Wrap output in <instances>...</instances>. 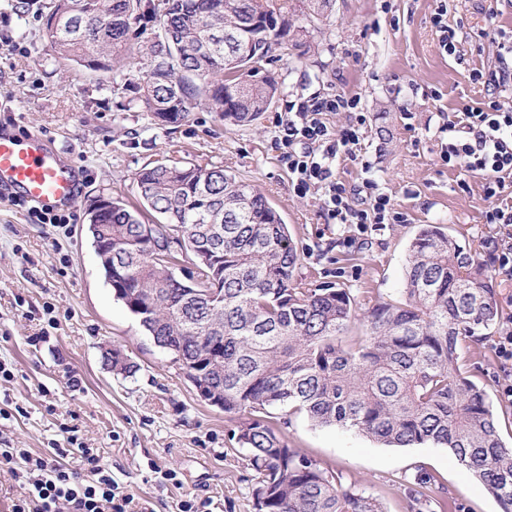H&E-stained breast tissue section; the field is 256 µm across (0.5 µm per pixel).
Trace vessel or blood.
<instances>
[{
	"instance_id": "obj_1",
	"label": "vessel or blood",
	"mask_w": 512,
	"mask_h": 512,
	"mask_svg": "<svg viewBox=\"0 0 512 512\" xmlns=\"http://www.w3.org/2000/svg\"><path fill=\"white\" fill-rule=\"evenodd\" d=\"M81 173L49 139L0 123V201L20 198L57 211L73 201Z\"/></svg>"
}]
</instances>
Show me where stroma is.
<instances>
[{
    "label": "stroma",
    "instance_id": "1",
    "mask_svg": "<svg viewBox=\"0 0 512 512\" xmlns=\"http://www.w3.org/2000/svg\"><path fill=\"white\" fill-rule=\"evenodd\" d=\"M0 0V97L12 99L22 129L39 131L81 168L69 225L30 223L24 209L0 202V360L14 377L0 381V440L40 455L62 440L73 422L102 464L153 512H179L196 499L199 512H255L248 452L234 447L238 418L199 398L173 357L147 336L118 299L100 267L87 231V209L104 197L138 205L136 173L164 159L210 163L256 185L287 224L300 253L294 280L306 288L334 285L356 296L361 309L398 299L409 244L423 224L477 249L491 263L494 225L478 178L439 162L440 133L449 113L482 99L472 69L497 64L493 42L512 30V0H452L449 25L458 29L456 54L442 52L430 19L436 0H336L330 23L304 26L302 0H291L290 40L269 67L282 83L275 105L248 126H229L196 109L177 124L159 121L134 102L143 77L137 61L125 72L130 88L108 73L66 65L53 55L42 27L49 0L16 12ZM19 43L25 54L10 51ZM343 91L359 95L368 117L362 152L406 215L346 245L354 226L333 224L319 192L297 196L273 140L276 125L298 99ZM412 121H405V114ZM501 313L469 343L462 370L482 388L500 437L512 447V363L498 340L512 333V281L494 278ZM37 344H29V337ZM120 348L138 365L130 376L103 363L105 347ZM81 380L66 385L69 375ZM23 414H16V407ZM289 447L356 483L384 512H406L416 476L435 478L434 496L447 512H502L483 484L452 453L425 443L391 448L339 427L313 425L301 413L271 408Z\"/></svg>",
    "mask_w": 512,
    "mask_h": 512
}]
</instances>
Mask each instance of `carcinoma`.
I'll use <instances>...</instances> for the list:
<instances>
[{
	"instance_id": "carcinoma-1",
	"label": "carcinoma",
	"mask_w": 512,
	"mask_h": 512,
	"mask_svg": "<svg viewBox=\"0 0 512 512\" xmlns=\"http://www.w3.org/2000/svg\"><path fill=\"white\" fill-rule=\"evenodd\" d=\"M306 19L328 18L333 0H305ZM286 0H51L44 38L57 58L120 76L143 60L135 86L142 111L175 123L204 107L232 126L268 111L280 82L266 65L287 34ZM143 206L164 218L147 224L119 201L91 224L112 235L104 274L124 288L126 307L158 345L186 368L217 336L224 413L241 416L231 439L249 451L255 512H383L365 489L288 446L268 408H294L388 447L442 445L512 512V448L501 441L483 390L458 365L461 343L499 318L497 290L479 253L438 224H423L409 246L403 299L363 313L366 336L343 341L358 304L332 285L300 288L301 261L278 212L252 184L211 164L156 162L135 177ZM194 269L180 278L178 250ZM136 365L112 350V371ZM435 482L418 477L407 512H432Z\"/></svg>"
}]
</instances>
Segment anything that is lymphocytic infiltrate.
<instances>
[{"label": "lymphocytic infiltrate", "instance_id": "f902f5d3", "mask_svg": "<svg viewBox=\"0 0 512 512\" xmlns=\"http://www.w3.org/2000/svg\"><path fill=\"white\" fill-rule=\"evenodd\" d=\"M495 43L498 67L470 74L472 82L484 87V98L449 113L439 160L449 169L480 178L490 202L485 221L496 227L495 272L512 281V31H499ZM359 102L358 96L343 92L292 102L287 121L278 125L275 146L296 193L321 191L330 219L356 225L365 235L371 225L400 224L405 216L370 175L371 163L361 152L366 117ZM327 112L345 113L346 126L329 129L322 120ZM341 154L365 171L360 189L337 180L334 167ZM64 432L65 447L27 457L21 470L13 468L12 452H0V468H9L21 490L12 512H134V496L120 491L97 449L81 443L77 426Z\"/></svg>", "mask_w": 512, "mask_h": 512}]
</instances>
